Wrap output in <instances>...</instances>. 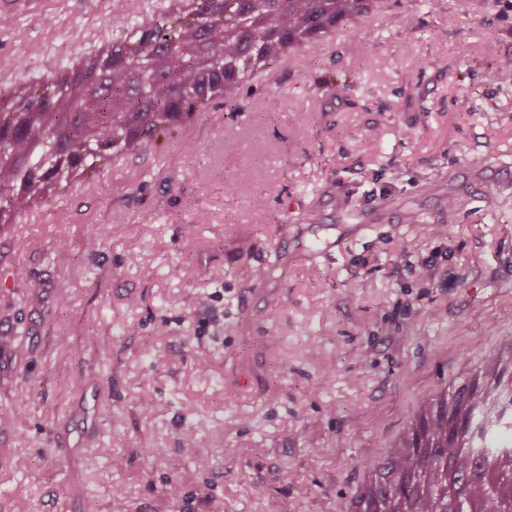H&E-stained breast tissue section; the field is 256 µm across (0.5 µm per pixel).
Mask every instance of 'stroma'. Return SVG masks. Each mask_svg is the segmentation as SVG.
<instances>
[{
	"label": "stroma",
	"mask_w": 512,
	"mask_h": 512,
	"mask_svg": "<svg viewBox=\"0 0 512 512\" xmlns=\"http://www.w3.org/2000/svg\"><path fill=\"white\" fill-rule=\"evenodd\" d=\"M163 15L11 0L0 112ZM507 59L512 0H393L0 224V512H339L512 350Z\"/></svg>",
	"instance_id": "1"
}]
</instances>
